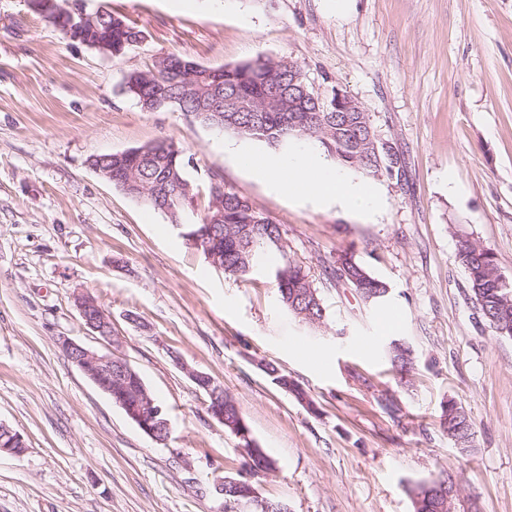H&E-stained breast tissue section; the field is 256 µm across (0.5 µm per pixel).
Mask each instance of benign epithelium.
Segmentation results:
<instances>
[{
    "mask_svg": "<svg viewBox=\"0 0 512 512\" xmlns=\"http://www.w3.org/2000/svg\"><path fill=\"white\" fill-rule=\"evenodd\" d=\"M29 9L42 16L58 17L64 23V32L73 41L89 44L87 37L88 21L92 19L83 7L75 3L70 9L62 7L57 0H27ZM336 111L360 112L362 107L358 101L345 94L342 90L335 91ZM74 306L85 327L98 334L109 345L116 346L120 338L112 332V320L107 315L97 298L90 293H81L74 298ZM61 348L69 360L77 366L85 376L107 394L126 387L127 378L133 373L131 365L121 356L112 352L98 353L68 338L61 339ZM163 410L148 401L141 414L136 417L138 428L149 438L162 442L164 435L170 431L169 422L162 417ZM249 459L250 476H226L217 483V489L226 498V505L232 512H281L268 499L257 495L251 478L267 472L258 463V451L246 449ZM420 488L435 496L441 508L450 509L457 485L453 476L437 479L420 485Z\"/></svg>",
    "mask_w": 512,
    "mask_h": 512,
    "instance_id": "benign-epithelium-1",
    "label": "benign epithelium"
}]
</instances>
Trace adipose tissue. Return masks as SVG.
<instances>
[{"instance_id":"adipose-tissue-1","label":"adipose tissue","mask_w":512,"mask_h":512,"mask_svg":"<svg viewBox=\"0 0 512 512\" xmlns=\"http://www.w3.org/2000/svg\"><path fill=\"white\" fill-rule=\"evenodd\" d=\"M235 156L241 166L260 173L275 189L335 201L357 214L370 212L377 205V196L368 182L352 181L344 168L322 157L309 142H298L294 149L279 156L259 157L240 150Z\"/></svg>"}]
</instances>
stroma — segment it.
Here are the masks:
<instances>
[{
    "mask_svg": "<svg viewBox=\"0 0 512 512\" xmlns=\"http://www.w3.org/2000/svg\"><path fill=\"white\" fill-rule=\"evenodd\" d=\"M144 32L107 56L63 37L24 0H0V422L24 455H0V512H225L215 486L244 473L239 439L181 371L212 375L276 469L255 477L288 512H413L412 484L455 476L453 512H512V337L483 319L459 235L512 278V0H83ZM176 54L208 66L284 58L311 90L339 87L405 158L374 178L358 215L292 199L240 168L218 133L171 109L144 111L126 76ZM168 138L196 184L209 174L281 224L311 271L323 324L288 313L270 265L213 267L161 212L89 159ZM353 252L390 292L364 302L332 278ZM96 297L119 354L164 405L167 443L148 438L65 355L103 352L73 305ZM137 314L140 325L128 322ZM413 353L391 365L392 342ZM304 389L282 391L261 361ZM455 401L475 431L461 450L441 426Z\"/></svg>",
    "mask_w": 512,
    "mask_h": 512,
    "instance_id": "stroma-1",
    "label": "stroma"
}]
</instances>
